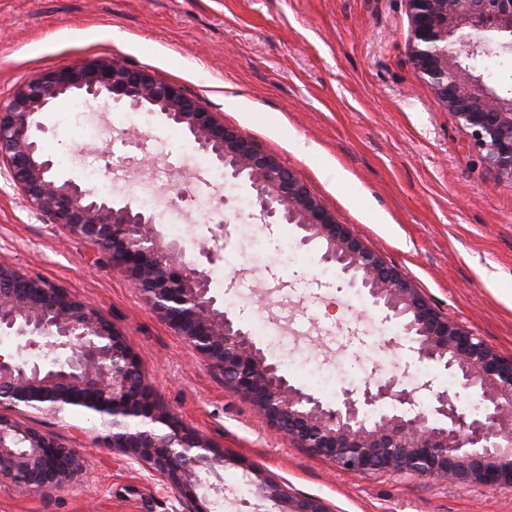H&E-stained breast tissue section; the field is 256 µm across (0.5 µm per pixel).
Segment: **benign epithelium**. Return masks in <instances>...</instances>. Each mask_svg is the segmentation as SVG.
<instances>
[{"mask_svg": "<svg viewBox=\"0 0 512 512\" xmlns=\"http://www.w3.org/2000/svg\"><path fill=\"white\" fill-rule=\"evenodd\" d=\"M408 41L417 73L468 130L471 142L503 181L512 182V91L500 94L466 61L512 55V0H407ZM478 32L482 39L467 38ZM109 98L132 111L156 112L183 128L224 176L249 184L264 223L284 221L300 231L298 244L320 245V261L350 276L395 322L420 362L456 376L478 396L480 411L458 412L446 391L428 380L433 406L414 409L415 391L396 380L346 391L336 405L291 385L267 360L245 326L218 308L210 278L184 247L155 229L154 217L132 204L114 206L91 189L52 174L39 148L41 118L60 96ZM24 199L69 233L106 254L113 269L139 288L146 303L263 418L314 455L354 472L384 470L459 484L512 487V359L441 316L400 270L387 265L340 223L303 181L241 130L224 125L177 84L147 67L114 57L35 74L0 102V156ZM55 354L41 367L0 356V394L51 413L93 415L103 440L194 497L224 454L182 431L149 398L132 350L97 310L46 282L0 266V330ZM24 450L14 446L16 439ZM83 469L75 448L0 415V483L23 492L63 487ZM258 495L282 512H334L316 496L292 497L259 477Z\"/></svg>", "mask_w": 512, "mask_h": 512, "instance_id": "benign-epithelium-1", "label": "benign epithelium"}]
</instances>
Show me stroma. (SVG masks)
Masks as SVG:
<instances>
[{
  "mask_svg": "<svg viewBox=\"0 0 512 512\" xmlns=\"http://www.w3.org/2000/svg\"><path fill=\"white\" fill-rule=\"evenodd\" d=\"M406 0H0V100L34 74L114 56L183 88L225 125L290 168L365 245L413 282L444 317L512 358V183L416 72ZM304 138L314 151L301 155ZM225 206L187 214V253H214L211 292L239 321L277 318L310 332L297 350L315 365L341 350L355 380L397 378L416 361L405 342L378 344L367 308L343 328L355 295L342 277L307 262L283 264L276 247L291 224H259L254 210L223 223L250 188L235 182ZM222 232H215V225ZM260 226L266 241L244 238ZM261 264L259 280L242 271ZM0 265L46 281L97 308L127 340L156 404L224 454L214 484L224 512H278L255 476L336 512H512V488L467 486L389 471L348 472L266 423L251 401L190 347L93 245L36 213L0 164ZM79 449L85 469L68 487L37 495L0 484V512H187L177 489L101 441L98 420L0 405V415Z\"/></svg>",
  "mask_w": 512,
  "mask_h": 512,
  "instance_id": "1",
  "label": "stroma"
}]
</instances>
